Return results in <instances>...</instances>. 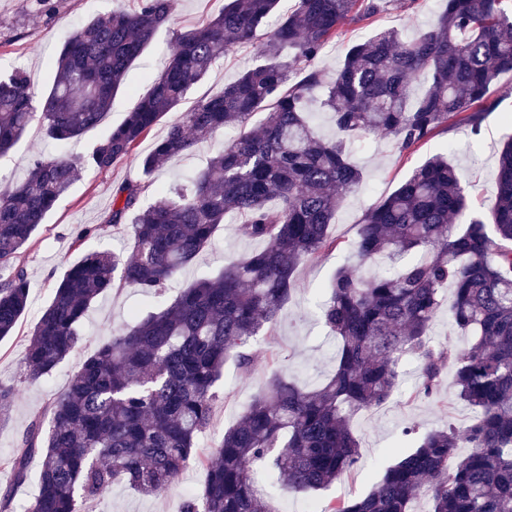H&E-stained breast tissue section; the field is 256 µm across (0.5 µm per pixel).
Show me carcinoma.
Returning a JSON list of instances; mask_svg holds the SVG:
<instances>
[{
	"instance_id": "carcinoma-1",
	"label": "carcinoma",
	"mask_w": 512,
	"mask_h": 512,
	"mask_svg": "<svg viewBox=\"0 0 512 512\" xmlns=\"http://www.w3.org/2000/svg\"><path fill=\"white\" fill-rule=\"evenodd\" d=\"M390 2L295 0L288 17L261 37L278 0H229L204 25L176 36L167 66L85 158L36 160L22 182L0 194L2 268L14 264L84 171H105L129 157L233 46L255 49L260 63L169 123L140 168L149 176L263 111L259 126L218 150L188 185L158 187L147 206L146 185L112 188L104 223L123 225L135 212L132 251H89L54 283L30 335L26 379L49 376L81 344L83 318L102 295L114 288L146 298L165 293L227 216L241 217L238 235L262 248L113 331L51 402L48 421L28 427L7 461L13 482L0 490V510L9 508L38 456L39 488L26 512H81L84 501L117 481L151 496L192 464L205 467L206 479L182 512H275L255 487V469L268 468L293 492L320 490L357 471L352 419L388 402L401 383V360L416 357L419 392L437 393L451 364L457 398L473 418L425 433L368 494L324 512H412L423 492L427 512H512V138L498 153L489 224L472 212L443 155L367 209L355 254L362 264L386 258L397 269L365 278L345 266L332 277L320 318L336 339L334 372L313 385L272 378L210 455L197 451L224 363L234 358L250 367L248 342L277 322L298 266L339 246L328 228L340 194L363 178L347 140L383 133L403 155L451 121L475 134L494 107L492 85L512 73V0H445L436 20L412 37L380 30L351 45L333 77L314 67L344 26L374 19ZM170 20L171 0H139L133 10L85 20L62 43L51 86L40 95L24 68L0 70V156L37 116L59 142L97 127L132 64ZM423 75L430 86L413 98L411 84ZM316 88L324 90L333 139L318 133L306 109ZM446 287L451 327L474 336L466 350L430 338ZM29 291L21 270L0 277V338L14 332ZM17 396L0 383V423Z\"/></svg>"
}]
</instances>
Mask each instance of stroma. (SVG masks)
<instances>
[{"instance_id":"35a3bbf8","label":"stroma","mask_w":512,"mask_h":512,"mask_svg":"<svg viewBox=\"0 0 512 512\" xmlns=\"http://www.w3.org/2000/svg\"><path fill=\"white\" fill-rule=\"evenodd\" d=\"M225 2L172 0V22L157 31L149 48L135 62L101 124L86 132L78 142L65 146L47 140L41 126L32 124L22 141L7 155L0 156V193L22 180L35 159L58 156L75 159L86 155L112 127L123 121L137 95L146 91L149 76L157 73L170 55L176 34L201 25L221 11ZM137 5L138 0H0V69L25 68L33 90L42 92L51 81L50 60L68 33L88 16H103ZM441 8V0H420L411 9L392 7L373 23L345 27L315 64L324 73H333L351 43L367 41L383 28L394 27L404 34H412L435 21ZM255 62L252 47H235L188 93L177 109L167 114V122L179 119L198 99L219 93L226 82ZM494 97L496 105L485 113L479 133L453 126L404 155L381 133L369 135L357 145L352 160L362 169L363 181L356 191L343 194L329 228L330 234L342 241L341 250L299 265L291 299L277 323L265 329L252 343L256 355L249 370H241L235 360L226 362L217 385L216 418L213 426L200 436V450L210 451L273 374L285 373L302 381L319 382L332 373L336 365L335 341L318 320L317 307L325 300L335 271L357 261L351 245L358 236L364 212L391 194L414 168L437 154L447 153L449 161L463 175V185L474 210L489 216L495 202L498 150L512 137V74L500 77ZM165 130V124L157 125L134 156L112 169L85 173L60 199L15 262L28 276L30 297L14 333L0 340V382L19 391L9 420L0 426V487L11 479L3 463L13 455L29 425L44 418L50 400L68 387L72 375L87 356L111 336L114 328L133 325L136 315L147 309L131 288L100 297L82 324L85 339L80 346L45 379L37 382L25 379L23 362L29 333L51 299L52 284L88 249L105 245L129 251L132 244L129 228H113L104 223L103 217L112 206L113 185L140 180L139 158L150 151L154 139L161 137ZM239 133V128H224L215 137L201 141L192 153L173 159L153 172L150 185L142 195L143 203L154 200L156 186L177 183L203 169L209 158ZM85 227L91 228V236L78 240V232ZM235 227V222L231 221L216 229L213 242L170 284L164 302H171L191 282L222 270L228 259L244 257L260 249V242L236 238ZM400 370L403 384L399 392L387 403L361 412L353 420L362 454L357 474L343 475L331 486L306 495L291 494L283 490L280 483L271 482L269 492L276 512H307L314 502L323 505L338 498L366 495L385 467L409 451L411 444L402 435L404 426L413 425L425 433L445 428L450 423L459 427L468 423L471 412L457 399L452 368H445L434 398L417 392L420 373L417 359H403ZM204 480V470L193 466L151 497L140 495L127 483L118 482L93 500L92 512H182L185 499L197 492Z\"/></svg>"}]
</instances>
